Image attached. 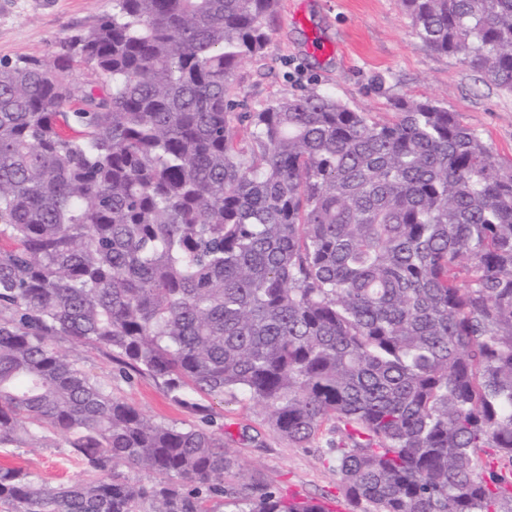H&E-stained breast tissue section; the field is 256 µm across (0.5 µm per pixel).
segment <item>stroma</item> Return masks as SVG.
<instances>
[{"instance_id":"stroma-1","label":"stroma","mask_w":512,"mask_h":512,"mask_svg":"<svg viewBox=\"0 0 512 512\" xmlns=\"http://www.w3.org/2000/svg\"><path fill=\"white\" fill-rule=\"evenodd\" d=\"M112 0H0V61L42 56L86 32ZM272 41L264 57L238 66L235 91L252 110L308 88L333 94L352 110L386 118L399 97H430L512 162V92L484 83L458 59L435 52L413 33L400 0H280L269 22ZM59 350L112 379V393L153 421L186 423L223 434L241 466L240 491L257 496L267 486L361 512L346 502L340 476L327 454L331 430L310 447L279 436L265 412L241 395L197 397L189 407L153 378L122 375L119 364L90 347L58 342ZM60 436L45 447H0V467H19L49 481H77L81 465Z\"/></svg>"}]
</instances>
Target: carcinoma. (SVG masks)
Wrapping results in <instances>:
<instances>
[{"mask_svg":"<svg viewBox=\"0 0 512 512\" xmlns=\"http://www.w3.org/2000/svg\"><path fill=\"white\" fill-rule=\"evenodd\" d=\"M279 2L112 0L0 64V445L59 434L87 474L0 467V512H320L238 496L223 435L150 420L57 338L239 393L300 447L334 423L363 512H512V165L429 98L245 111ZM401 4L512 92V0Z\"/></svg>","mask_w":512,"mask_h":512,"instance_id":"obj_1","label":"carcinoma"}]
</instances>
